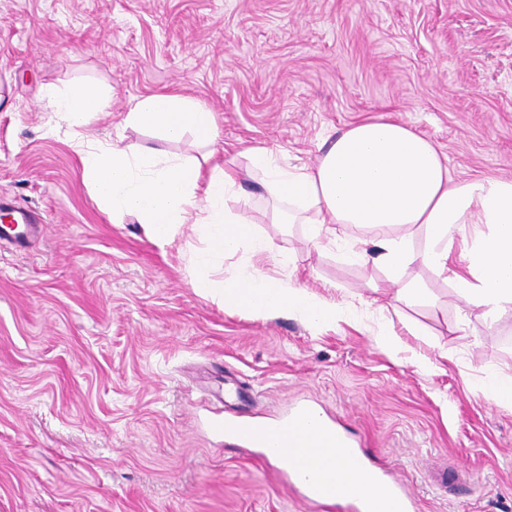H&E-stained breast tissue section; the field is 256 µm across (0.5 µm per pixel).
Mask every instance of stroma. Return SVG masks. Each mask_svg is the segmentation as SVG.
I'll return each instance as SVG.
<instances>
[{
  "instance_id": "obj_1",
  "label": "stroma",
  "mask_w": 512,
  "mask_h": 512,
  "mask_svg": "<svg viewBox=\"0 0 512 512\" xmlns=\"http://www.w3.org/2000/svg\"><path fill=\"white\" fill-rule=\"evenodd\" d=\"M98 88L105 111L70 128L44 94ZM215 112L213 147L127 126L142 97ZM385 115L435 141L459 177L512 178V0H0V512H351L301 501L287 466L225 441L215 419L270 421L313 405L416 512H512V311L465 313L453 282L404 305L337 225L315 245L275 224L250 183L235 209L272 238L252 270L340 303L321 329L257 319L197 293L192 232L158 246L113 223L76 141L125 142L213 163L252 146L314 164L337 130ZM39 216L11 224L12 209ZM402 350L377 343L379 327Z\"/></svg>"
}]
</instances>
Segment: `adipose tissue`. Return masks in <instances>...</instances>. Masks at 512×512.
Returning a JSON list of instances; mask_svg holds the SVG:
<instances>
[{"mask_svg":"<svg viewBox=\"0 0 512 512\" xmlns=\"http://www.w3.org/2000/svg\"><path fill=\"white\" fill-rule=\"evenodd\" d=\"M45 94L74 128L85 126L107 106L106 97L82 86L49 88ZM125 122L169 141L189 132L210 145L218 136L215 114L177 93L140 99ZM80 150L83 176L113 221L134 215L149 239L160 245L174 242L184 228L196 232L201 245L190 258L193 286L200 295L256 318L296 315L316 328L342 317L338 304L260 272L216 277V268L242 246L257 254L273 250L253 216L228 205L244 191L234 162L207 169L195 158L118 142L84 144ZM245 157L249 171L261 174L270 200L296 208L311 240L331 224L387 228V235L375 242L377 259L388 280L399 284L402 300L424 296L423 285L405 272L426 267L451 278L468 307L483 316L496 319L512 310V178L454 179L447 157L433 142L383 117L348 125L310 167L282 166L264 147L247 149ZM419 229L425 235L420 246L414 243ZM301 432L305 447L316 451V464L334 472L335 494L353 500L377 494L369 471L356 468L342 449L323 450L314 425H303Z\"/></svg>","mask_w":512,"mask_h":512,"instance_id":"1","label":"adipose tissue"}]
</instances>
